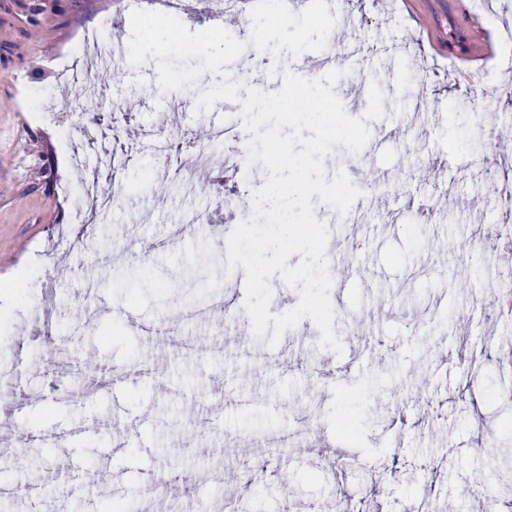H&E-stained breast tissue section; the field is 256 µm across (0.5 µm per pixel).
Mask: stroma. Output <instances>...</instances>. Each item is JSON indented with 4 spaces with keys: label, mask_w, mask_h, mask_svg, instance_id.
<instances>
[{
    "label": "stroma",
    "mask_w": 512,
    "mask_h": 512,
    "mask_svg": "<svg viewBox=\"0 0 512 512\" xmlns=\"http://www.w3.org/2000/svg\"><path fill=\"white\" fill-rule=\"evenodd\" d=\"M327 2L337 17L355 14L340 38L360 45L341 57L336 95L362 116L375 81L385 111L369 124L370 146L338 145L324 160L326 177L345 170L371 201L388 202L373 216L384 232L330 291L340 356L320 348L307 318L273 348L258 337L221 346L212 302L245 303L244 271L225 267L228 237L267 172L209 187L216 163L196 151L207 126L236 114L223 101L197 111L213 73L166 93L155 59L129 63L130 13L151 10L150 0H0V361L23 402L8 427L87 429L72 445L73 475L36 446L0 460V484L37 466L44 487L36 499H0V512H105L148 492L170 460L176 474L203 476L183 512L201 501L218 512L237 495L246 512H323L375 482L387 494L369 499L373 510L407 512L425 496L436 512H482L483 498L467 491L475 470L512 502V466L480 449L489 431L512 454V313L487 306L512 285V213L497 194L512 185V0ZM102 58L114 78L89 90ZM303 58L262 52L258 72L232 63L226 73L270 93L321 54ZM388 128L396 134L386 140ZM199 216L211 232L198 231ZM442 224L456 233L495 224L499 243L448 252ZM474 264L480 274L461 292ZM45 336L71 357L67 386L46 370ZM188 336L203 348L182 353L174 340ZM152 369L167 392L147 384ZM402 383L426 392L406 405L379 399ZM241 392L252 399L243 412ZM293 419L308 437L279 453ZM187 420L198 433L177 441ZM127 435L143 437L149 454L120 445ZM242 437L262 445L238 448ZM233 447L238 455L225 457ZM256 461L262 481L240 489L239 471Z\"/></svg>",
    "instance_id": "obj_1"
}]
</instances>
